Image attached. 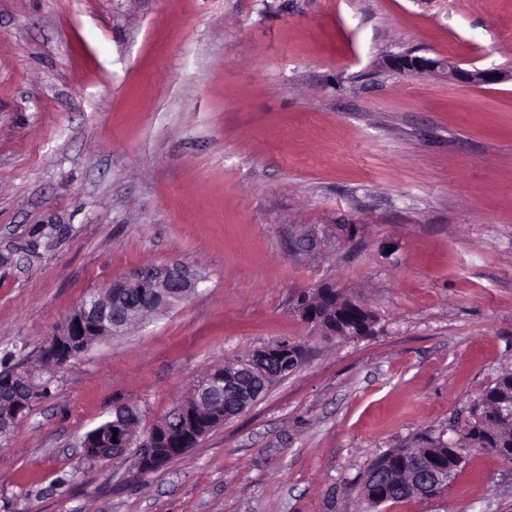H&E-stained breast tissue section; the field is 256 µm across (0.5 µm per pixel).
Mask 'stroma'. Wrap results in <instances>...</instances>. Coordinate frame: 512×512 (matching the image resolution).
Listing matches in <instances>:
<instances>
[{
	"mask_svg": "<svg viewBox=\"0 0 512 512\" xmlns=\"http://www.w3.org/2000/svg\"><path fill=\"white\" fill-rule=\"evenodd\" d=\"M174 261L196 292L58 368L0 442V512H512L488 451L432 498L358 492L512 367V0H0V355L35 365L85 296ZM325 283L374 334L301 319ZM280 340L304 366L162 469L85 460L117 406L149 429ZM393 66L401 71L415 75H428L445 71L448 80L473 86H484L500 83L506 75L494 69H465L450 61L417 57L399 56L393 61ZM500 74V77H496Z\"/></svg>",
	"mask_w": 512,
	"mask_h": 512,
	"instance_id": "stroma-1",
	"label": "stroma"
}]
</instances>
